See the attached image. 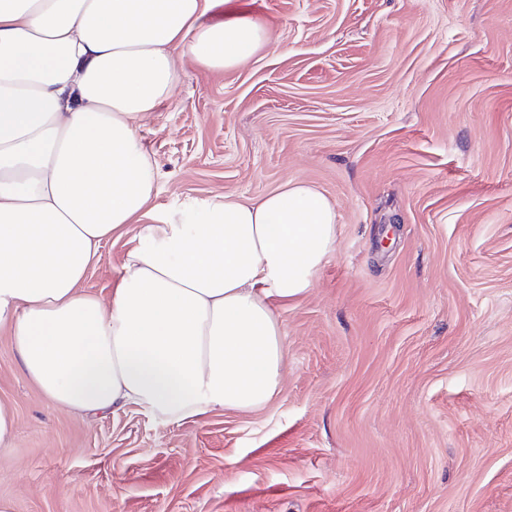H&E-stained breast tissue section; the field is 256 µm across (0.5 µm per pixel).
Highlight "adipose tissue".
Returning a JSON list of instances; mask_svg holds the SVG:
<instances>
[{
	"label": "adipose tissue",
	"mask_w": 512,
	"mask_h": 512,
	"mask_svg": "<svg viewBox=\"0 0 512 512\" xmlns=\"http://www.w3.org/2000/svg\"><path fill=\"white\" fill-rule=\"evenodd\" d=\"M211 0H0V326L29 379L71 411L135 405L165 422L273 399L285 346L272 306L310 288L336 210L288 184L151 224L138 128L179 64L229 70L267 41ZM142 223L111 301L80 291L101 244Z\"/></svg>",
	"instance_id": "ef3b65f1"
}]
</instances>
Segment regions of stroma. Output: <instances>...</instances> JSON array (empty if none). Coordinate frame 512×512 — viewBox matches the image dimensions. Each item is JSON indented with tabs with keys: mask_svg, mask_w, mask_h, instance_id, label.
<instances>
[{
	"mask_svg": "<svg viewBox=\"0 0 512 512\" xmlns=\"http://www.w3.org/2000/svg\"><path fill=\"white\" fill-rule=\"evenodd\" d=\"M254 57H191L138 136L151 213L321 190L336 244L274 300L278 393L179 422L48 401L0 329L8 512H512V0H213ZM141 225L81 284L107 300Z\"/></svg>",
	"mask_w": 512,
	"mask_h": 512,
	"instance_id": "stroma-1",
	"label": "stroma"
}]
</instances>
